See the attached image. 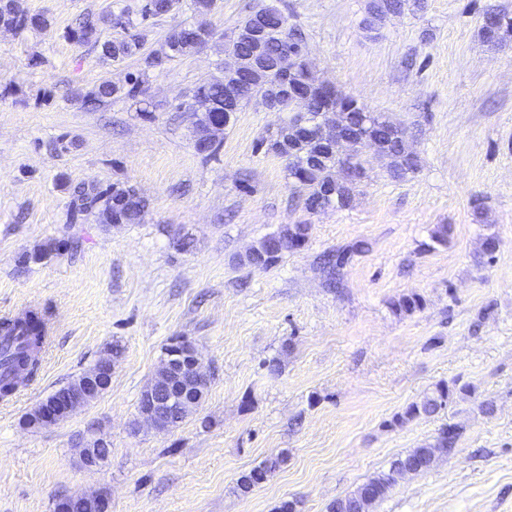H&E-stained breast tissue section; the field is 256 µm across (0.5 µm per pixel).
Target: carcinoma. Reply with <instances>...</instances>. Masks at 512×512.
Returning a JSON list of instances; mask_svg holds the SVG:
<instances>
[{"label":"carcinoma","mask_w":512,"mask_h":512,"mask_svg":"<svg viewBox=\"0 0 512 512\" xmlns=\"http://www.w3.org/2000/svg\"><path fill=\"white\" fill-rule=\"evenodd\" d=\"M168 0H145L140 9V21H134L125 12L102 16L99 20L86 18L79 22L71 31V38L80 45L100 46L101 56L107 60L119 62L127 57L141 52L144 47L147 30L142 22L151 17L168 14ZM407 0H374L370 17L366 19L367 27L372 29L378 21L389 13L403 11ZM503 25L495 32L479 29L480 38L493 46L503 44L506 37L512 34V15L502 12ZM262 21L267 29V37L260 52L267 58H274L280 49L288 42L303 41L302 32L288 24V16L275 7H261L250 12L237 26L236 30L243 31L254 21ZM110 23L123 29H132L134 33L128 37L99 43L98 22ZM46 20L29 14L20 3H12L0 9V27L10 28L21 32L30 26H44ZM213 32L210 29L201 30L193 25L172 30L165 39V47L159 52H150L143 58L144 71L164 68L167 62L195 52L208 44ZM226 52L247 56L256 45L242 38L229 39L224 44ZM145 80L135 77L125 85L113 84L107 80L100 82L93 89L80 94L83 102L92 106H101L117 99H135L146 93ZM274 80L269 74L257 71L245 75L237 88L229 92L224 88V81L216 79L196 86L190 99L200 105V114L196 124V138L208 137L209 127L213 120H220L224 115L240 112L249 103L257 100L266 102L277 96ZM331 109H326L322 97H316L308 112L302 115L306 121L322 126L333 118L348 130L359 133L378 142L376 153L384 161L391 177L402 178L416 169V160L412 153L405 148L403 128L380 115L373 122L367 121V111L357 100L343 96L336 90H331ZM269 150L284 158L287 162L288 178L307 191L305 208L315 212L323 208H348L353 202L358 179L364 177L365 169L360 156L353 155L355 177L347 179L338 169L336 158L320 154L318 146L312 142H298L288 145V138L278 135L271 140ZM112 195V215L119 224H138L143 219L146 207L143 200L132 186L114 185L112 188L99 189L78 185L72 192L70 219L77 221L83 214L100 207L105 203V196ZM311 225L290 224L288 227L269 234L256 242L241 262L255 269L263 270L276 260L264 264L258 263V258L267 250L269 241L283 234H288L305 246L309 239ZM362 244L356 243L348 248L329 252L323 256V270L326 273L328 285L335 288L340 284V270L348 263L351 255L360 250ZM399 313L411 314L423 307V299L418 294L404 295L392 303ZM49 338V324L46 315L28 310L14 317L0 320V395L8 396L13 392L18 381L24 377L33 378L39 368V353ZM455 390L447 385L436 386L432 395L420 401L409 404L404 412L395 415L392 424L400 426L421 416L435 413L438 409L451 402ZM463 434L462 427L454 424L442 430L429 443L394 457L387 470L378 473L359 485L353 492L336 499L327 506V512H370V508L382 500L395 484L393 474L400 468L411 474H419L429 470L439 457L449 454ZM281 462V457L269 459L257 469L240 477L237 489L242 494L250 493L256 485L267 480Z\"/></svg>","instance_id":"carcinoma-1"}]
</instances>
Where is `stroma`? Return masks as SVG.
<instances>
[{
    "label": "stroma",
    "mask_w": 512,
    "mask_h": 512,
    "mask_svg": "<svg viewBox=\"0 0 512 512\" xmlns=\"http://www.w3.org/2000/svg\"><path fill=\"white\" fill-rule=\"evenodd\" d=\"M142 3L23 0L46 27L0 28V317L46 306L53 322L37 377L0 399V512H51L58 497L98 490L111 512H277L284 501L327 512L451 424L464 427L451 454L399 479L373 512H512V38L494 47L478 35L483 14H512V0H420L375 32L363 26L370 0H217L209 43L149 72L140 56L113 63L69 37L85 17L135 16ZM261 6L302 31L320 79L406 128L416 171L391 178L362 148L352 205L311 214L265 146L284 113L248 105L216 152L196 150L195 119L178 105L223 78L225 33ZM143 73L142 101L80 98ZM81 183L135 187L143 221L71 223ZM300 223L311 226L303 248L265 270L240 264ZM440 224L452 227L444 245L431 240ZM359 242L342 288L328 287L321 256ZM412 293L422 308L396 314ZM176 336L196 343L208 392L178 427L136 428ZM115 343L124 353L102 395L25 427ZM441 383L473 391L393 425ZM91 432L111 448L96 469L76 446ZM279 454L264 483L237 491ZM282 455H279L274 459H269L265 462L263 467L253 469L248 474L242 475L237 482V489L241 494L250 493L256 485L260 484L261 481L267 480L268 476H270L277 468L279 463L283 461Z\"/></svg>",
    "instance_id": "stroma-1"
}]
</instances>
